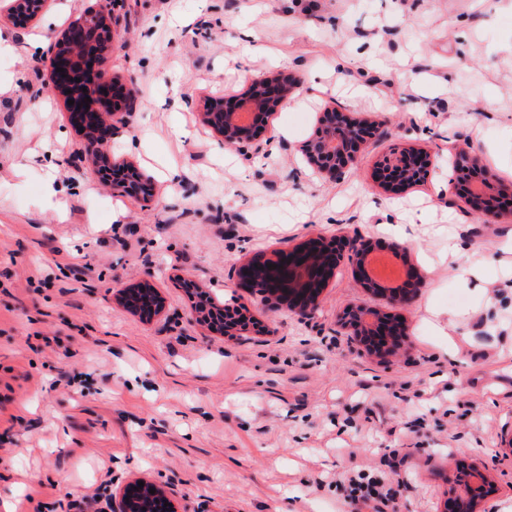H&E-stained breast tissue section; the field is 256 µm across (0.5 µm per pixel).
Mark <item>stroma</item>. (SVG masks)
<instances>
[{
	"label": "stroma",
	"instance_id": "obj_1",
	"mask_svg": "<svg viewBox=\"0 0 512 512\" xmlns=\"http://www.w3.org/2000/svg\"><path fill=\"white\" fill-rule=\"evenodd\" d=\"M122 2L101 67L133 88L136 106L108 141L151 177L147 203L99 181L49 88L59 32L96 0H51L27 25H0L14 46L0 54V501L105 512L113 487L139 477L180 512H375L349 496L361 471L391 477L399 512H450L456 465L477 462L493 481L485 512L512 506L501 443L512 431V220L484 223L448 195L455 144L512 190V0ZM32 35L44 38L34 53ZM279 72L300 89L268 116L266 152L221 143L204 101ZM330 101L429 149L428 180L385 194L372 170L387 139L341 178L315 175L299 147ZM186 159L188 178L162 181ZM339 232L420 271L406 304L361 288L348 261L309 319L239 285L245 258ZM86 265L93 274L78 282ZM462 266L480 273L477 285H460ZM182 277L237 298L268 335L227 341L190 322ZM144 281L165 301L161 316L117 299ZM349 305L402 315L403 349L384 361L351 353L336 324ZM434 309L455 316L448 336L436 335Z\"/></svg>",
	"mask_w": 512,
	"mask_h": 512
}]
</instances>
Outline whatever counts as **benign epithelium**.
I'll use <instances>...</instances> for the list:
<instances>
[{"mask_svg":"<svg viewBox=\"0 0 512 512\" xmlns=\"http://www.w3.org/2000/svg\"><path fill=\"white\" fill-rule=\"evenodd\" d=\"M49 0H0V19L21 22L37 18L47 7ZM114 0H98L97 7L89 8L74 19L55 45L53 67L64 72H52L51 85L55 94L64 100H72L68 106L73 115L84 117L85 126L98 129L100 113L93 109L97 103H107L116 96L124 98L126 111H133L132 89L115 78L99 71L93 86L84 80L85 74L98 63V59L112 45L115 37ZM297 89L286 76L256 77L248 80L245 92L238 98L226 101L213 98L205 106L204 120L215 130L224 143L236 145L243 151H262V141L269 140L268 128L257 123V118L278 106L288 103ZM91 102H86V99ZM249 109L250 119L245 125L235 121L242 109ZM386 136L389 131L380 126H368L335 107H325L319 116V127L313 138L299 148L308 166L317 173L336 179L358 163L366 137L372 133ZM89 154L95 172L112 189L117 197H139L146 201L151 197L152 179L137 166L112 157L108 140L94 138L89 143ZM431 154L424 147L395 144L380 156L374 164L373 180L386 193H397L413 185L418 179L426 180L431 173ZM472 180L467 188L470 207L483 214L487 222L496 223L512 217V208L498 204L499 193L490 181L488 173L480 166L476 156L463 151L452 154L448 175V193L458 195L465 175ZM339 244L332 249L329 241L313 245H298L288 250L274 251L269 255L258 254L244 260L237 268L240 282L257 290L264 302L286 306L301 315L311 316L320 305V297L343 256L355 265L361 287L385 292L395 299L407 296V290L399 284L386 288L373 282L366 272V259L373 252L372 243L364 239H348L338 236ZM273 268H268V265ZM182 288L193 299L191 319L219 333L228 340H241L254 335L249 322L238 316L242 308L231 298L222 304L215 300L201 301L197 294L207 292L198 282L181 280ZM119 301L130 311L140 314L159 315L164 310V299L157 290L135 288L119 290ZM350 347L359 354L385 358L405 335L402 321L382 315L372 307H348L338 320ZM385 331L390 337L382 348L371 344L372 337ZM134 478L120 485L112 493V512H132L141 507L155 512L156 504L169 502L167 512H177L170 502L168 492L162 487ZM488 482V477L477 465L459 472L450 487L452 501L458 504L457 512H481V503L475 495V485ZM155 493H149V490Z\"/></svg>","mask_w":512,"mask_h":512,"instance_id":"1","label":"benign epithelium"}]
</instances>
